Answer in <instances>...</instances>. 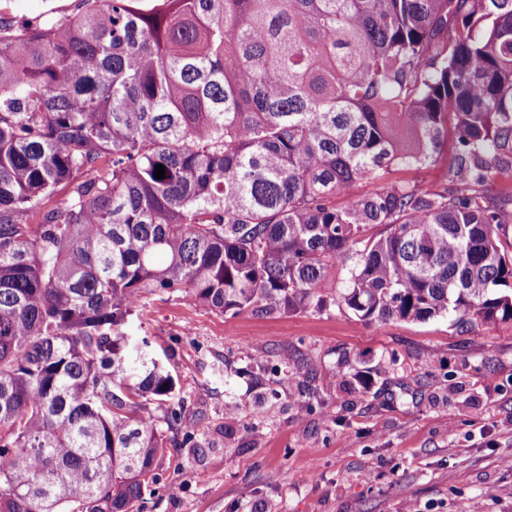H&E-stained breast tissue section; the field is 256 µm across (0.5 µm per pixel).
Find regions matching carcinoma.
I'll use <instances>...</instances> for the list:
<instances>
[{
  "instance_id": "cac0c4a2",
  "label": "carcinoma",
  "mask_w": 512,
  "mask_h": 512,
  "mask_svg": "<svg viewBox=\"0 0 512 512\" xmlns=\"http://www.w3.org/2000/svg\"><path fill=\"white\" fill-rule=\"evenodd\" d=\"M81 3L0 20V512H143L154 295L512 321V0Z\"/></svg>"
}]
</instances>
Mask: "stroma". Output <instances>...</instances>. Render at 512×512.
Here are the masks:
<instances>
[{
	"mask_svg": "<svg viewBox=\"0 0 512 512\" xmlns=\"http://www.w3.org/2000/svg\"><path fill=\"white\" fill-rule=\"evenodd\" d=\"M80 7L0 0V19ZM130 332L180 385L145 512H512V322L217 315L175 292Z\"/></svg>",
	"mask_w": 512,
	"mask_h": 512,
	"instance_id": "1",
	"label": "stroma"
}]
</instances>
